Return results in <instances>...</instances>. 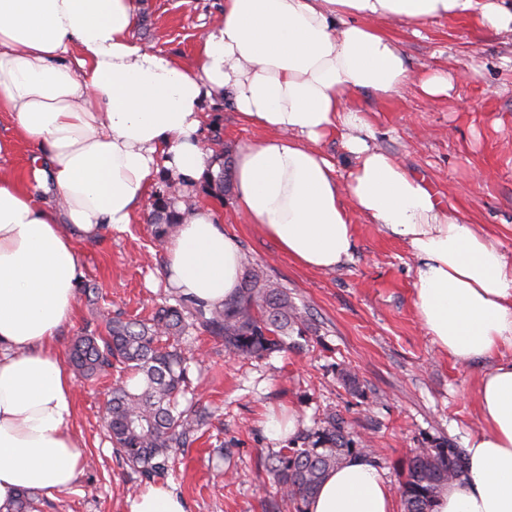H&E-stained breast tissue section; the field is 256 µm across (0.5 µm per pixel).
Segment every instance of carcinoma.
I'll use <instances>...</instances> for the list:
<instances>
[{"mask_svg": "<svg viewBox=\"0 0 512 512\" xmlns=\"http://www.w3.org/2000/svg\"><path fill=\"white\" fill-rule=\"evenodd\" d=\"M203 182L219 191L230 186L227 166L208 168ZM173 181L164 176L155 192L150 220L160 238L182 223L183 213L170 193ZM195 330L219 339L224 348L244 357L262 358L294 346L290 338L313 330L309 312L293 301L288 289L259 266L245 268L240 288L221 304L207 305L178 294L146 319L122 315L105 321L106 334L86 330L71 350L70 367L85 378L111 375L118 367L125 375L110 389L105 407L115 453L139 473L144 482L165 480L172 455L188 447L207 424L209 412L188 400V365L180 338ZM302 446L283 448L268 459L267 470L290 498L305 505L328 474L353 456H369L361 442L349 437L344 422L331 416L325 425L297 436ZM467 454L450 443L424 448L409 459L400 485L403 512H432L439 493L466 471ZM40 498L25 490L10 512H38Z\"/></svg>", "mask_w": 512, "mask_h": 512, "instance_id": "cac0c4a2", "label": "carcinoma"}]
</instances>
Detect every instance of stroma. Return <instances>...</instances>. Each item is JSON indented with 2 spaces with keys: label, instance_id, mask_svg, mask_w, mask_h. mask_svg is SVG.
I'll use <instances>...</instances> for the list:
<instances>
[{
  "label": "stroma",
  "instance_id": "1",
  "mask_svg": "<svg viewBox=\"0 0 512 512\" xmlns=\"http://www.w3.org/2000/svg\"><path fill=\"white\" fill-rule=\"evenodd\" d=\"M223 6L224 0H140L133 35L157 51L189 59L200 31L213 25ZM382 30L400 44L412 69L442 70L456 80L450 94L439 98L414 86L384 98L355 93L351 104L366 113L371 144L512 256V34L489 31L470 17L416 28L387 23ZM203 110L206 147L222 150L226 161L269 136L241 123L226 100L206 101ZM0 141L7 144L0 170L24 173L34 151L15 138L2 111ZM188 202L211 207L243 260L264 267L316 324L300 337L299 348L263 359L229 354L222 342L194 331L185 336L195 398L211 413L203 436L178 454L165 482L189 512H296L264 466L289 443L271 437L267 422L274 413L294 415L301 431L322 426L332 414L343 418L354 439L379 459L394 489L414 453L463 444L478 429L477 383L495 360L458 361L426 335L414 306L417 260L405 243L359 218L349 258L336 270L315 271L246 223L234 192L218 194L202 184ZM142 211L139 223L79 243L81 291L57 338L61 355L69 354L87 323L102 325L110 312L143 319L173 295L150 205ZM88 288L97 292L96 303H88ZM345 370L357 377L359 390L344 386ZM113 382L110 376L75 378L73 431L94 464L81 471L71 492L44 496L40 512H128L140 478L113 452L104 426Z\"/></svg>",
  "mask_w": 512,
  "mask_h": 512
}]
</instances>
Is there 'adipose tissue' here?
Listing matches in <instances>:
<instances>
[{"mask_svg":"<svg viewBox=\"0 0 512 512\" xmlns=\"http://www.w3.org/2000/svg\"><path fill=\"white\" fill-rule=\"evenodd\" d=\"M138 0H0V111L38 154L24 179L0 174V512L17 494L71 491L84 455L71 429L74 382L55 347L73 317L75 241L135 223L152 176L193 192L210 164L203 103L230 96L270 138L241 148L236 208L281 252L318 271L349 257L354 220L380 225L418 260L415 309L440 350L467 362L501 355L478 380L479 428L461 480L433 512H512V260L369 143L353 93L408 85L445 97L447 73L408 69L381 23L475 17L512 32L501 0H224L188 65L139 44ZM353 159L347 177L318 148L333 131ZM182 294L233 296L242 255L199 207L165 245ZM307 512H395L377 466L332 471Z\"/></svg>","mask_w":512,"mask_h":512,"instance_id":"ef3b65f1","label":"adipose tissue"}]
</instances>
